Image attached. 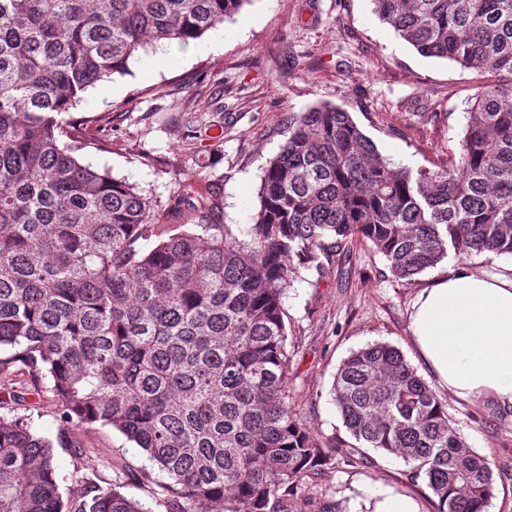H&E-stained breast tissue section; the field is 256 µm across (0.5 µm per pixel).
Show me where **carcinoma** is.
<instances>
[{
	"mask_svg": "<svg viewBox=\"0 0 512 512\" xmlns=\"http://www.w3.org/2000/svg\"><path fill=\"white\" fill-rule=\"evenodd\" d=\"M250 0H0V512H295L294 491L370 452L408 464L436 512H478L492 463L388 343L342 360L332 401L349 435H326L291 402L283 297L299 269L323 277L343 243L369 242L407 283L454 254L512 256V0H372L396 37L481 76L451 166L393 162L350 113L288 118L244 231L200 224L164 239L152 198L84 162L90 131L64 122L82 95L146 46L186 43ZM224 138L226 119L173 124ZM29 379L74 425L51 440L13 389ZM111 427L151 467L108 478L80 431ZM70 449L59 490L55 448Z\"/></svg>",
	"mask_w": 512,
	"mask_h": 512,
	"instance_id": "1",
	"label": "carcinoma"
}]
</instances>
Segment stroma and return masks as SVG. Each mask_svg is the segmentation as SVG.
Here are the masks:
<instances>
[{"label": "stroma", "instance_id": "stroma-1", "mask_svg": "<svg viewBox=\"0 0 512 512\" xmlns=\"http://www.w3.org/2000/svg\"><path fill=\"white\" fill-rule=\"evenodd\" d=\"M212 35L180 46L164 67L144 74L132 59L126 74L89 89L71 118L99 129L84 161L125 177L145 194L182 212L168 220L194 224L202 203L213 223L247 228L258 205L260 174L285 141L290 113L329 104L349 112L379 150L413 169H435L457 156L465 111L477 92L475 73L420 55L397 38L373 11L371 0H252L224 26V46ZM224 108L232 117L223 140L199 129L191 146L170 133L168 119ZM449 258L409 285L396 280L382 254L354 242L340 268L327 277L303 270L283 299L292 401L315 428L344 434L330 389L350 352L376 342L399 348L410 363L418 355L409 337L412 305L450 268ZM448 415L477 453L495 462L496 490L489 512H512V416L491 420L485 405L438 392ZM87 446L105 451L110 470L141 465L134 443L115 429L82 431ZM407 464L380 455L373 467L338 469L331 481L298 490L296 512H318L323 499H339L345 512H368L379 490L413 497L419 512H434L425 485L406 480Z\"/></svg>", "mask_w": 512, "mask_h": 512}]
</instances>
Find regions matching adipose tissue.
<instances>
[{"instance_id":"adipose-tissue-1","label":"adipose tissue","mask_w":512,"mask_h":512,"mask_svg":"<svg viewBox=\"0 0 512 512\" xmlns=\"http://www.w3.org/2000/svg\"><path fill=\"white\" fill-rule=\"evenodd\" d=\"M428 377L462 400L512 409V266L459 267L423 289L410 317Z\"/></svg>"}]
</instances>
